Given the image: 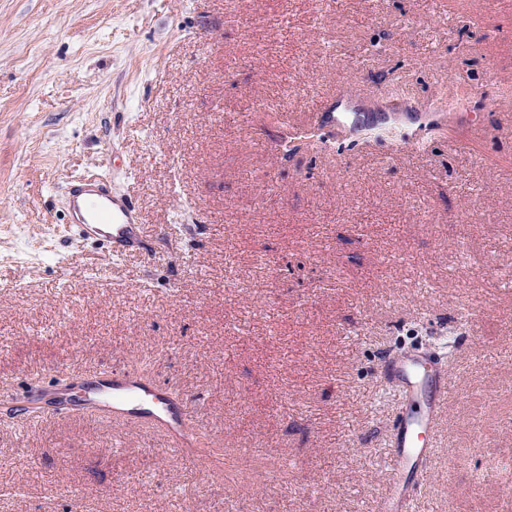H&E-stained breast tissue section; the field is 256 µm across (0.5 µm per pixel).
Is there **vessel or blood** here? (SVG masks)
Listing matches in <instances>:
<instances>
[{"label": "vessel or blood", "instance_id": "obj_1", "mask_svg": "<svg viewBox=\"0 0 512 512\" xmlns=\"http://www.w3.org/2000/svg\"><path fill=\"white\" fill-rule=\"evenodd\" d=\"M68 203L73 233L101 243L107 257L118 259L144 249L146 232L134 202L126 194L111 191L102 177L88 176L72 184ZM386 374L400 390L404 409L395 421V453L378 512H409L430 471L448 376L437 360L415 351L391 359ZM51 399L55 413L95 409L114 422L156 431L169 450L184 457L195 455L199 429L190 404L142 375L126 372L109 378L98 374L84 379L78 388H58Z\"/></svg>", "mask_w": 512, "mask_h": 512}]
</instances>
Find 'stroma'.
Masks as SVG:
<instances>
[{"label":"stroma","instance_id":"1","mask_svg":"<svg viewBox=\"0 0 512 512\" xmlns=\"http://www.w3.org/2000/svg\"><path fill=\"white\" fill-rule=\"evenodd\" d=\"M404 84L425 154L311 113ZM106 177L150 250L69 228ZM450 371L433 512H512V0H0V393L137 371L223 461L0 404V512H374L400 395Z\"/></svg>","mask_w":512,"mask_h":512}]
</instances>
